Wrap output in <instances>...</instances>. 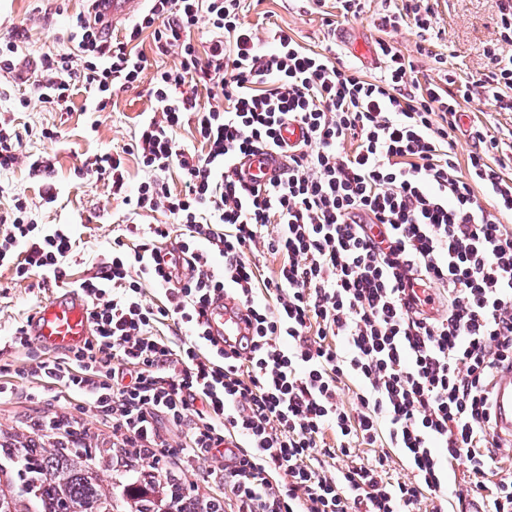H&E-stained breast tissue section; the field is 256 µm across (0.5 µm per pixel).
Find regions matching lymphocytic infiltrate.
Returning <instances> with one entry per match:
<instances>
[{"label":"lymphocytic infiltrate","instance_id":"obj_1","mask_svg":"<svg viewBox=\"0 0 512 512\" xmlns=\"http://www.w3.org/2000/svg\"><path fill=\"white\" fill-rule=\"evenodd\" d=\"M243 0H146L119 38L105 32L94 0L72 17L75 52L42 53L37 99L65 109L84 88L105 109L148 68L135 44L151 31L173 67L153 73L150 108L126 152H103L86 177L107 183L129 214L161 211L137 246L121 239L76 280L91 336L57 353L35 346L26 324L7 342L19 363L0 364V396L31 385L75 413L62 435L81 433L89 411L112 429V449L161 478L188 482L194 464L227 488L224 512H512V443L495 434L492 392L512 369V174L491 132L465 128L463 102L483 94L512 112V0H498L484 81H419L415 62L388 40L401 26L425 36L431 0H402L374 21L383 71L344 70L333 47L305 49L282 29L259 37ZM208 25L203 43L193 32ZM205 87L209 104L197 101ZM192 123L196 141L178 130ZM303 139L284 141L286 125ZM474 148L459 161L453 142ZM288 154L266 183L232 166L265 149ZM150 171L125 190V158ZM181 175L180 190L164 179ZM28 200L0 212V267L25 279L67 283L76 240L61 224H34ZM189 274L160 262L166 244ZM279 258L259 281L257 256ZM160 290V303L144 298ZM224 292L251 318L250 333L219 346L207 327ZM356 383L355 410L341 398ZM398 449L361 463V447ZM465 460L449 489L443 461Z\"/></svg>","mask_w":512,"mask_h":512}]
</instances>
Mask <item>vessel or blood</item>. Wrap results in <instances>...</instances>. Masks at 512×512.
Masks as SVG:
<instances>
[{"instance_id": "1", "label": "vessel or blood", "mask_w": 512, "mask_h": 512, "mask_svg": "<svg viewBox=\"0 0 512 512\" xmlns=\"http://www.w3.org/2000/svg\"><path fill=\"white\" fill-rule=\"evenodd\" d=\"M144 0H109L113 26H120L143 6ZM288 166V157L279 151H266L260 163L238 162L236 172L244 178L257 174L273 177ZM244 310L231 297L216 295L207 312L209 330L217 340L242 335ZM29 334L34 342L50 350L82 345L91 334L86 301L80 289L60 288L41 302L31 314ZM494 412L498 433L512 435V371L498 376L494 394Z\"/></svg>"}]
</instances>
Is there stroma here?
<instances>
[{"mask_svg":"<svg viewBox=\"0 0 512 512\" xmlns=\"http://www.w3.org/2000/svg\"><path fill=\"white\" fill-rule=\"evenodd\" d=\"M82 0H0V38L17 27L25 28L27 43L17 60L18 71L32 66L41 52L72 51L70 20L82 10ZM435 23L427 35L431 56H418L419 38L414 30L399 28L392 35L397 47L417 57L420 79L439 76L433 54L447 56V69L459 80L479 81L487 71L484 49L494 36L496 0H435ZM244 20L259 31L284 30L301 45L321 51L333 40L325 8L312 0H244ZM0 96V118L13 121L17 128L36 130L57 128L60 136L47 141L34 136L24 140V158L13 170L0 173V209L12 206L14 198L38 199L40 179L33 177L26 155L49 153L55 164L53 182L56 202L42 205L34 213L37 223L65 224L79 246L69 264L72 279L85 278L94 271L102 254L111 249L114 239L126 224H153L164 221L162 212L131 217L120 196L107 184L83 178L87 158L106 150H119L131 144L140 115L150 106L146 83L117 93L103 111L91 109L89 95L76 90L64 111L42 108L35 99L34 81L19 79L7 85ZM40 276L15 279L10 268L0 267V343L9 339L12 328L25 321L46 299L49 288L41 287ZM46 402H16L0 399V431L27 432L33 421L49 410Z\"/></svg>","mask_w":512,"mask_h":512,"instance_id":"obj_1","label":"stroma"}]
</instances>
